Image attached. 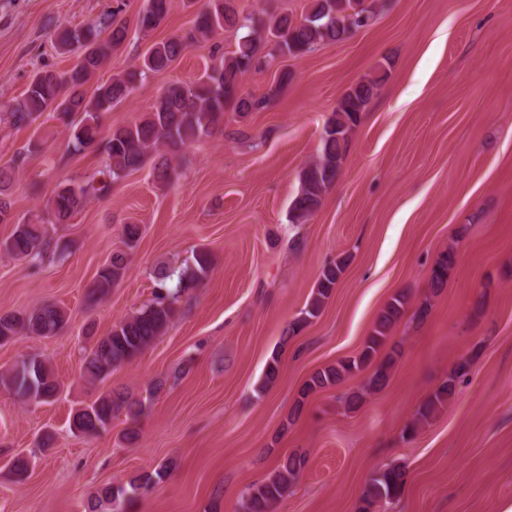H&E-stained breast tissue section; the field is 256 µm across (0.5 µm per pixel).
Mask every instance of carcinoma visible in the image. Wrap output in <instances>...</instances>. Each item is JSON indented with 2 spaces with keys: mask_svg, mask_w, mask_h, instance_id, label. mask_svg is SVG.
Wrapping results in <instances>:
<instances>
[{
  "mask_svg": "<svg viewBox=\"0 0 512 512\" xmlns=\"http://www.w3.org/2000/svg\"><path fill=\"white\" fill-rule=\"evenodd\" d=\"M145 2L139 15V29L144 34L157 28L169 12V0ZM119 13L118 9H105L85 26L65 28L54 34L60 52L78 54L76 64L64 72L43 70L36 73L24 92L0 110V123L12 129L29 127L43 113L53 112L71 131L70 150L81 152L98 142L106 154L105 168L99 171L106 180L97 182L92 176L61 185L47 205L46 216L15 224L9 238L0 242V252L30 262L42 260L50 245L47 225L66 223L89 196L104 195L112 183L141 168L150 151L161 147L175 151L223 130L227 109L241 116L265 109L278 95L279 88L261 97L245 91L242 82L248 72L259 71L278 57L302 56L324 44L341 42L351 33L371 25L375 18L369 0H313L300 20L287 13L269 14L264 18L245 14L239 10L237 0H206L187 32L154 43L141 65L97 84L92 98L88 99L83 87L100 71L112 51L128 38L129 29L118 20ZM227 28L244 31L235 50L221 53L217 62L198 79L169 84L144 117L102 134L103 114L127 99L151 74L169 68L193 44L208 41ZM386 77L387 70L380 67L376 76L349 88L338 101L332 119L324 128L317 157L299 174L300 190L290 206L292 223L306 221L335 185L348 149L349 134ZM24 162L25 157L20 152L9 165L0 167V223L9 220V189L15 170ZM456 261L457 254L452 246L436 258L429 279L433 292L446 286ZM344 267L343 260L323 267L312 300L288 324L285 336L294 335L320 315ZM127 269L126 254L113 253L97 272L89 299L95 302L108 295L112 287L123 280ZM211 270L212 257L203 250L193 252L192 262L183 269L160 270L150 303L132 317L113 324L107 335L84 354V374L92 380H102L112 373V369L135 358L167 329L177 313L181 297L198 287ZM410 303L406 293L393 296L358 355L313 373L300 390L291 416L298 414L310 393L334 386L367 369L370 370L368 389L384 388L400 356V348L394 345L384 356L381 351ZM65 322V311L50 305L21 316L0 315V344L21 333L39 338L53 336ZM469 365L468 359L460 360L448 374V379L429 393L404 428L406 435H412L451 398L456 379L466 374ZM0 384L20 397L40 404L55 400L61 392L60 383L38 354L24 356ZM122 412L128 417H137L140 402L120 392L102 395L75 410L71 427L80 434H99L107 431L112 418ZM305 463V456L289 455L272 476L246 492L241 503L242 512H270L272 505L286 495L299 477ZM404 482L405 470L398 465L377 471L365 488L360 512H373L378 504L400 497ZM132 490H137V486L103 489L102 497L89 505L90 512H96L104 502L117 508Z\"/></svg>",
  "mask_w": 512,
  "mask_h": 512,
  "instance_id": "obj_1",
  "label": "carcinoma"
}]
</instances>
